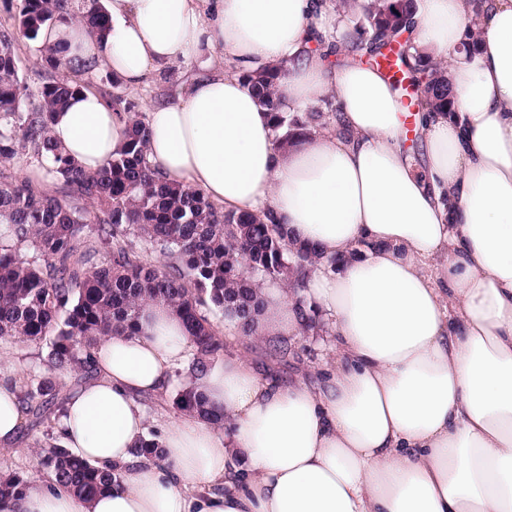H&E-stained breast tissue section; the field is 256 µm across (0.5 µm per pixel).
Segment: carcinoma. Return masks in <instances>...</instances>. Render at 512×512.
Masks as SVG:
<instances>
[{
  "instance_id": "obj_1",
  "label": "carcinoma",
  "mask_w": 512,
  "mask_h": 512,
  "mask_svg": "<svg viewBox=\"0 0 512 512\" xmlns=\"http://www.w3.org/2000/svg\"><path fill=\"white\" fill-rule=\"evenodd\" d=\"M337 9H361L346 34L350 57L378 67L389 55L400 78L397 91L413 90L410 104L420 112L452 111L448 69L431 55L397 51L393 44L413 26L415 0H336ZM79 15L95 36L110 30L101 0H16V21L0 27V163L25 149L56 182L51 191L0 172V341L49 339V367L60 373L89 376L100 337L138 334L143 301L162 302L183 319L196 351L199 373L224 351L204 310L214 309L252 333L262 302L258 288L279 281L302 288L321 257L291 242L271 213L234 212L217 207L204 194L164 181L146 151L148 121L131 102L123 105L129 120L123 147L97 171L88 172L65 154L51 136L53 114L75 93L91 90L78 79L48 77L37 93L19 72L16 44L35 41L43 27ZM44 66H64L91 74L97 63L68 58L61 49L44 56ZM279 72H246L260 108L269 114L274 144L284 149L319 129L348 135L335 110L285 112L278 92ZM86 206H79V202ZM106 249L108 258L81 249L86 233ZM141 241L160 249L164 266L137 260ZM48 387L27 394L25 410L40 415L48 405ZM175 404L183 412L208 411L195 384L181 389ZM137 455L158 464V442L141 440ZM41 464L58 482L79 496L112 487L117 474L101 471L65 448L42 455ZM27 488L18 476L0 478V512H7Z\"/></svg>"
}]
</instances>
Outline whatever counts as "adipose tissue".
I'll list each match as a JSON object with an SVG mask.
<instances>
[{"instance_id":"1","label":"adipose tissue","mask_w":512,"mask_h":512,"mask_svg":"<svg viewBox=\"0 0 512 512\" xmlns=\"http://www.w3.org/2000/svg\"><path fill=\"white\" fill-rule=\"evenodd\" d=\"M111 31L81 18L42 42L95 58L132 89L170 63L219 49L177 102L148 103L147 154L166 181L224 209L272 210L317 268L296 293L260 289L255 337L297 336L315 309L335 356L320 383L284 386L242 358L197 385L223 425L187 413L163 431L164 465L136 458L147 417L191 343L181 318L147 302L135 336L102 337L97 376L56 419L65 447L114 468L81 498L50 480L16 512H512V0H416L411 41L446 61L451 113L416 115L380 71L328 65L347 17L330 0H105ZM477 37V51L457 47ZM280 69L285 110L331 100L349 131L284 150L240 75ZM127 115L94 93L56 112L54 140L96 170Z\"/></svg>"}]
</instances>
